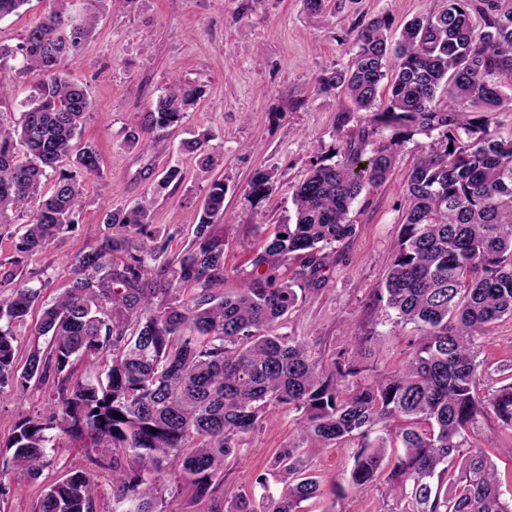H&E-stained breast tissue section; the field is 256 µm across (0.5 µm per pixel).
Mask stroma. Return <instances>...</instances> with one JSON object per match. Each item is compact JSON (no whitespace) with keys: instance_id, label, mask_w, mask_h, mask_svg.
Segmentation results:
<instances>
[{"instance_id":"stroma-1","label":"stroma","mask_w":512,"mask_h":512,"mask_svg":"<svg viewBox=\"0 0 512 512\" xmlns=\"http://www.w3.org/2000/svg\"><path fill=\"white\" fill-rule=\"evenodd\" d=\"M442 5V0H328L324 15L314 18L303 0H100L91 36L65 67L93 102L79 141L98 150L101 173L84 183L85 205L75 226L27 257L16 284L42 283L41 301L50 303L67 285V261L101 243L103 210L131 206L144 195L153 199L147 232L164 246L166 259H176L192 242L209 183L220 179L226 188L222 291L236 293L251 278V261L276 224L292 216V192L310 160L331 156L365 119L342 90L318 93V77L347 67L358 23L386 16L396 36L405 22ZM47 7V0H29L1 19L0 45H21ZM175 77L199 87L201 97L175 133L156 141L148 153L132 149L128 132L155 108ZM343 111L350 119L341 127L337 116ZM205 130L213 135L209 166L178 149L181 140ZM431 140L418 133L397 145L387 180L352 205L348 218L356 234L337 245L327 283L303 290L279 327L327 358L360 349L365 382L397 369L419 336L414 325L396 323L381 311L377 293L409 204L406 171ZM172 167L180 170V179L159 187ZM260 170L271 180L265 197L257 198L251 181ZM480 357L484 388L497 387L501 365L512 361V319L498 322L482 340ZM57 388L58 379L50 374L21 391L0 389V512H36L41 490L73 470L86 471L98 484L93 512H121L106 467L111 450L102 452L104 464L96 466L81 442L53 429L49 464L37 480L13 468L9 444L17 422L48 415ZM296 418L277 410L245 436L214 476L206 499H195L193 488L174 471L164 473L160 485L168 512H225L234 493L259 491L260 479L279 487L272 464L282 448L299 444ZM468 438L490 452L503 490H512V459L502 453L512 447V431L490 416L479 419ZM356 445L350 439L337 447L303 449L322 493L302 502L301 512H389L394 502L385 498L384 485L357 488L348 481Z\"/></svg>"}]
</instances>
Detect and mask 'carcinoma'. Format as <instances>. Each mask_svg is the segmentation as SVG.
Wrapping results in <instances>:
<instances>
[{"label": "carcinoma", "mask_w": 512, "mask_h": 512, "mask_svg": "<svg viewBox=\"0 0 512 512\" xmlns=\"http://www.w3.org/2000/svg\"><path fill=\"white\" fill-rule=\"evenodd\" d=\"M96 2L73 15L67 0H51L18 47L24 70L39 77L19 118L0 119V219L28 213L16 243L21 254L43 250L75 223L81 180L100 172L95 148L77 143L92 102L63 68L95 28ZM388 29L384 16L358 26L347 68L318 78V90L342 89L367 112L365 123L344 140L337 160L310 161L292 194L295 222L276 225L237 293L216 292L224 282L222 180L211 182L195 238L173 261L163 248L132 239L145 233L151 198L105 211L102 242L70 262L67 288L43 308L35 333L50 337V350L33 343L21 367L13 324L42 288L11 287L19 262L10 269L0 262V386L25 388L49 371L61 377L51 403L61 421L21 418L10 444L15 469L39 478L48 464L46 432L57 427L89 438L93 463L100 448L135 461L130 471L112 469V494L128 504L126 512H164L162 489H153L157 475L175 465L197 499L208 497L243 437L286 406L314 445L357 437L350 481L368 487L384 478L398 512H512V491L504 498L488 452L464 443L480 417L512 430V365H501L500 386L483 393L478 360V341L512 318V137H501L489 120L512 106L501 90L512 78V0H444L440 10L407 21L397 42ZM197 95L174 80L128 133L129 146L145 150L175 130ZM384 130L392 131L390 144L366 154ZM434 130L437 138L407 170L410 204L378 295L384 313L417 325L421 336L398 369L362 384L359 352L339 351L326 366L304 343L276 333L298 293L261 267L297 255L304 285L325 284L329 250L355 234L347 220L352 204L388 178L394 146ZM211 140L204 132L179 149L202 154ZM187 287L195 295L183 300ZM76 360L105 361V378L72 379ZM379 428L390 436L376 435ZM393 437L404 448L395 457ZM297 451L284 448L275 458L281 490L262 480L260 495L236 494L225 512H299L301 502L321 494ZM452 464L458 475L449 479ZM96 493L85 472L72 471L43 489L39 512H93Z\"/></svg>", "instance_id": "obj_1"}]
</instances>
